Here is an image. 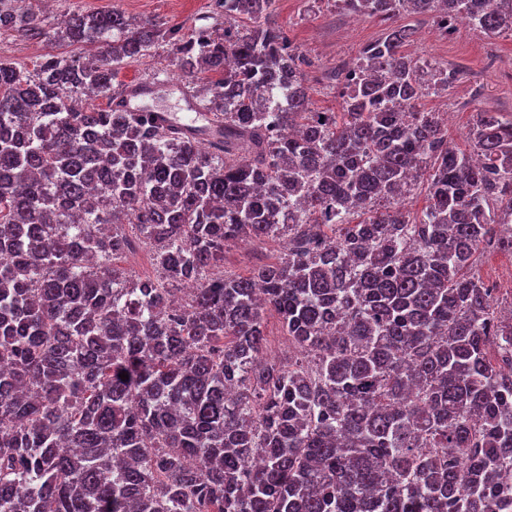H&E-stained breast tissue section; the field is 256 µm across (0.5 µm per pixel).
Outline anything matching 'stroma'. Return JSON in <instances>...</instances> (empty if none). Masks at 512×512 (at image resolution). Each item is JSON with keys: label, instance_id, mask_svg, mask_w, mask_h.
<instances>
[{"label": "stroma", "instance_id": "stroma-1", "mask_svg": "<svg viewBox=\"0 0 512 512\" xmlns=\"http://www.w3.org/2000/svg\"><path fill=\"white\" fill-rule=\"evenodd\" d=\"M28 9L46 21L49 37L22 40L13 32L0 31V57L18 66L32 68L45 55L76 54V47L55 39L64 15L74 11L96 12L111 9L127 16L150 20L185 30L211 23L212 0H25ZM274 17L290 41L311 62L306 70L311 107L316 111L340 108V87L332 79L336 65L356 59L360 49L380 38L387 26H409L415 35L407 48L416 58H428L458 68L459 79L448 92L425 96L424 111L453 112L448 125V142L469 147V124L478 112H500L512 116V34L488 36L466 24L449 36L436 32L431 17L399 14L390 23L357 17L340 9L335 0H275ZM180 76L169 65L166 45L153 46L145 56L124 62L118 70L121 83L152 81L157 85L148 107L181 112L185 100L178 86ZM282 247L275 241H250L231 245L224 253V269L249 275L255 268L277 261Z\"/></svg>", "mask_w": 512, "mask_h": 512}]
</instances>
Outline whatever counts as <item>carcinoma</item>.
<instances>
[{
    "mask_svg": "<svg viewBox=\"0 0 512 512\" xmlns=\"http://www.w3.org/2000/svg\"><path fill=\"white\" fill-rule=\"evenodd\" d=\"M16 2L0 30L47 36ZM338 2L512 32V0ZM273 3L214 0L187 32L77 12L85 55L0 58V512H512V322L476 263L512 217V118L450 146L419 102L424 68L457 72L405 26L313 112ZM159 42L208 96L196 129L121 107L118 66ZM276 238L278 262L224 272L229 243ZM137 248L155 278L117 264ZM267 332L269 334L267 349L269 355L280 358H288V356L293 355L292 349H288L287 337L281 336L278 319L273 312L270 313L267 318Z\"/></svg>",
    "mask_w": 512,
    "mask_h": 512,
    "instance_id": "obj_1",
    "label": "carcinoma"
}]
</instances>
